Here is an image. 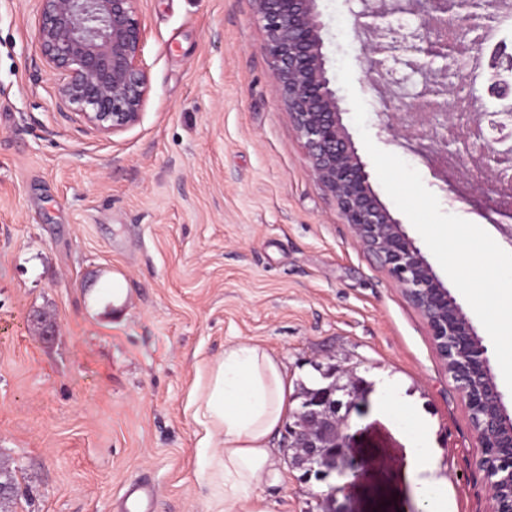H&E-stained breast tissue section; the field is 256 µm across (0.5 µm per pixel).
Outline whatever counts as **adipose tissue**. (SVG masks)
Instances as JSON below:
<instances>
[{
  "label": "adipose tissue",
  "instance_id": "adipose-tissue-1",
  "mask_svg": "<svg viewBox=\"0 0 512 512\" xmlns=\"http://www.w3.org/2000/svg\"><path fill=\"white\" fill-rule=\"evenodd\" d=\"M378 408L407 440L401 468L414 487L419 512H453L448 481L440 475L434 425L413 404L397 377H375ZM291 384L265 348L240 342L199 371L191 403L204 429L212 487L209 512H269L258 488L273 464L270 438L290 407Z\"/></svg>",
  "mask_w": 512,
  "mask_h": 512
}]
</instances>
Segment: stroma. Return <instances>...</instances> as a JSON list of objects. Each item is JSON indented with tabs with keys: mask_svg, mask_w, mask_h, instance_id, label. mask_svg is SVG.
I'll return each mask as SVG.
<instances>
[{
	"mask_svg": "<svg viewBox=\"0 0 512 512\" xmlns=\"http://www.w3.org/2000/svg\"><path fill=\"white\" fill-rule=\"evenodd\" d=\"M330 62L348 56L377 147L416 169L443 212L512 251L506 216L436 154L389 141L347 0H316ZM37 0H0V512H117L129 485L153 512H208L198 369L251 341L293 390L322 369L366 384L349 445L368 466L330 512H409L393 465L406 439L373 376L398 375L433 420L454 512H489L467 406L425 319L355 242L313 178L261 46L253 0H139L150 91L139 122L102 135L60 112L36 38ZM260 495L317 512L319 482L284 433Z\"/></svg>",
	"mask_w": 512,
	"mask_h": 512,
	"instance_id": "obj_1",
	"label": "stroma"
}]
</instances>
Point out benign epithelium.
Segmentation results:
<instances>
[{
  "label": "benign epithelium",
  "instance_id": "7a95c632",
  "mask_svg": "<svg viewBox=\"0 0 512 512\" xmlns=\"http://www.w3.org/2000/svg\"><path fill=\"white\" fill-rule=\"evenodd\" d=\"M38 2L36 41L55 79L60 111L105 135L134 126L150 89L138 0ZM254 2L265 31L263 51L312 176L332 196L360 247L386 269L427 321L435 350L468 408L481 448L476 466L483 473L491 512H512V415L491 374L488 348L372 189L342 122L316 0ZM348 2L355 30L377 40L366 48V61L384 78L385 89L403 90L416 74L423 79L421 92L412 96L379 93L378 115L401 112L409 119L427 113L439 153L461 162L479 155L477 189L497 196V209L512 216V201L498 191L503 180L512 181V110L448 111L450 96L512 99V51L502 44L490 49L479 41L468 43L466 55L457 49L465 29L481 18L480 0H408L404 13L412 16V26L403 25L396 5L386 0ZM470 55L487 58L489 77L480 85L465 73ZM339 391L347 400L337 397ZM364 394L362 381L352 375L347 385L334 380L312 393L296 394L299 405L285 432L294 450L292 465L305 478L358 475L360 464L347 455L346 430Z\"/></svg>",
  "mask_w": 512,
  "mask_h": 512
}]
</instances>
